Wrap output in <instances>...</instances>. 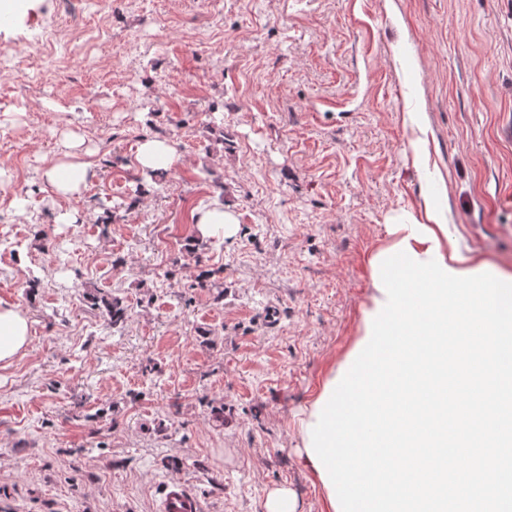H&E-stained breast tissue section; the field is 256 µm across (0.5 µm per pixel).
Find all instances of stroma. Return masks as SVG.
<instances>
[{"mask_svg": "<svg viewBox=\"0 0 512 512\" xmlns=\"http://www.w3.org/2000/svg\"><path fill=\"white\" fill-rule=\"evenodd\" d=\"M71 8L81 28L60 0L0 27V306L30 320L0 363V512H159L174 482L199 512L281 488L333 512L302 422L362 335L390 225L438 207L512 273V0ZM147 138L178 157L162 191ZM68 157L88 175L65 196L46 171ZM213 207L235 229L195 244ZM135 159L142 168L158 169L171 166L175 155L165 142L147 139L140 144ZM84 298L88 303H90L93 306H99L100 301L103 303L105 307L107 323L110 326H112V328H116L120 324L125 322L127 318V308L125 307L121 299L116 297H99L94 293H88Z\"/></svg>", "mask_w": 512, "mask_h": 512, "instance_id": "1", "label": "stroma"}]
</instances>
